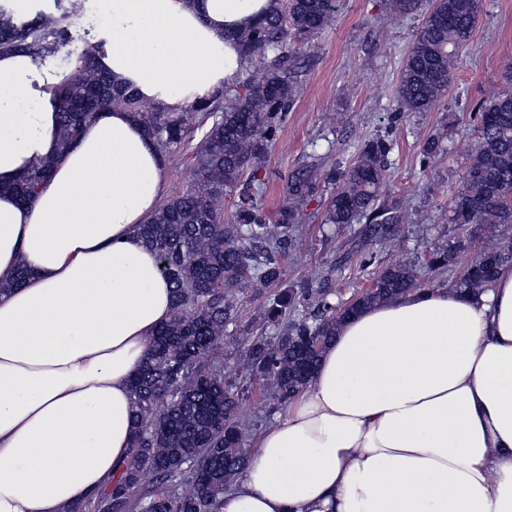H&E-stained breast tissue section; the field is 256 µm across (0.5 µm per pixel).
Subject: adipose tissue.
Masks as SVG:
<instances>
[{
	"mask_svg": "<svg viewBox=\"0 0 512 512\" xmlns=\"http://www.w3.org/2000/svg\"><path fill=\"white\" fill-rule=\"evenodd\" d=\"M97 6L104 67L178 111L235 83L236 33L269 0ZM64 76L0 54V512H70L105 488L131 446V381L173 312L139 234L163 157L121 109L59 153L49 88ZM40 161L33 204L3 192ZM220 512H512V265L475 294L421 288L344 320Z\"/></svg>",
	"mask_w": 512,
	"mask_h": 512,
	"instance_id": "adipose-tissue-1",
	"label": "adipose tissue"
}]
</instances>
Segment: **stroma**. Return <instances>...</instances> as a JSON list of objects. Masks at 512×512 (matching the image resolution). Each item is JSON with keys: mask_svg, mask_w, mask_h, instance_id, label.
<instances>
[{"mask_svg": "<svg viewBox=\"0 0 512 512\" xmlns=\"http://www.w3.org/2000/svg\"><path fill=\"white\" fill-rule=\"evenodd\" d=\"M419 17L391 16L385 0H339L335 24L315 38L302 64L301 89L280 135L266 159L268 187L263 199L270 213L285 202L292 172L309 167L319 186L309 202L286 260L283 287L300 289L332 275L340 301L367 284L369 272L356 264L363 240L358 225L327 234L323 210L332 191L322 181L332 160L352 158L358 145L373 135L393 144L389 195L401 198L410 222L400 241L383 248L382 264L405 257L423 258L434 247L462 239L448 221V198L460 182L477 145L470 111L491 91L503 88L512 67V0H483L470 43L459 54L456 74L438 108L399 113L396 86ZM72 41L61 48V66L74 67L78 56L99 39L93 0L70 16ZM444 136L446 150L429 169L420 166L424 141ZM238 310L224 342V377L234 380L246 336L256 331L276 335L266 324L263 300L253 294L233 296Z\"/></svg>", "mask_w": 512, "mask_h": 512, "instance_id": "35a3bbf8", "label": "stroma"}]
</instances>
